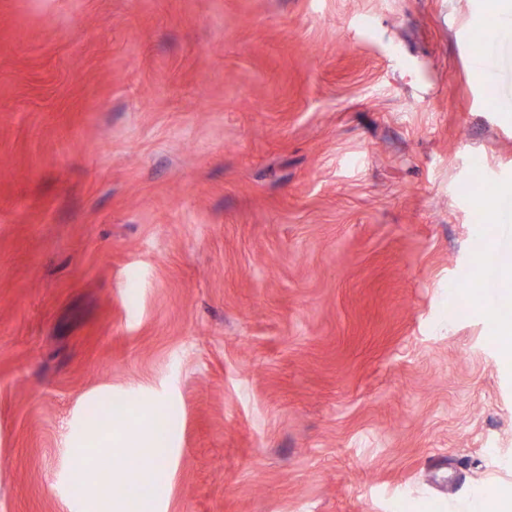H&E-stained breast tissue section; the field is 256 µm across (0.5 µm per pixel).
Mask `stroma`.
Wrapping results in <instances>:
<instances>
[{
	"instance_id": "35a3bbf8",
	"label": "stroma",
	"mask_w": 512,
	"mask_h": 512,
	"mask_svg": "<svg viewBox=\"0 0 512 512\" xmlns=\"http://www.w3.org/2000/svg\"><path fill=\"white\" fill-rule=\"evenodd\" d=\"M488 0H0V512L169 415L141 512H488L512 187ZM137 408L90 444L89 405ZM499 258L498 255L492 251L490 248L484 246V250L480 256V262L477 265V269H475L468 277L466 287L470 288L471 291H477L481 289L482 286V273L484 271V283L485 286L483 288H506V283L510 280L512 281V274L510 273V277L507 275L508 272L506 270L503 271V278L505 282L496 274L495 269L489 266H498Z\"/></svg>"
}]
</instances>
